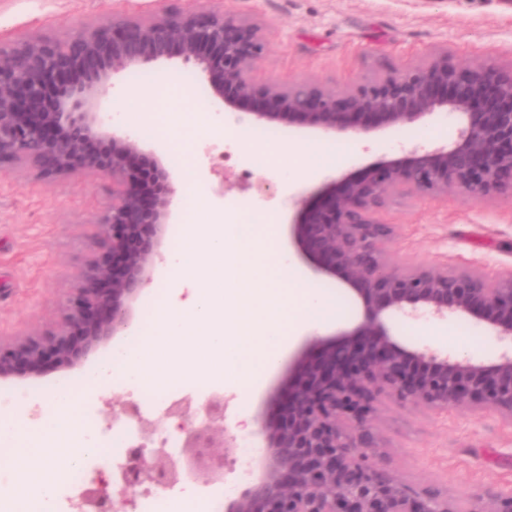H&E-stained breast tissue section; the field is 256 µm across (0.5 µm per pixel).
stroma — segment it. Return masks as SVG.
<instances>
[{
	"label": "stroma",
	"instance_id": "1",
	"mask_svg": "<svg viewBox=\"0 0 512 512\" xmlns=\"http://www.w3.org/2000/svg\"><path fill=\"white\" fill-rule=\"evenodd\" d=\"M170 7L259 19L267 40V51L251 73L259 85L312 80L343 90L383 72H411L443 52L463 67H512V0H0V38L42 32L67 40L117 11L145 16ZM174 83L179 96L160 104L155 120L161 130L144 140L146 148L169 159L168 169L181 189L166 235L170 242L178 239L180 225L193 223L196 209L242 216L256 196L257 181L266 178L273 184L267 210L276 217L279 248L287 249L294 198L395 156L399 149L451 145L461 129L460 121L438 110L420 123L363 139L311 134L293 126L278 130L268 146L254 140L257 126L251 115L212 112L203 74L176 57L115 75L101 107L115 114L122 105L142 104L155 88ZM191 105L209 112L210 120L188 135L169 115ZM291 143L325 149L330 157L326 171L285 180L282 170L288 161L275 151ZM111 206L112 179L107 175L47 181L20 168L0 172V336L60 321L66 297L80 284L88 260L100 252L98 225ZM379 218L396 227L389 247L396 265L446 261L489 278L512 273L510 198L477 201L453 192L402 197L381 210ZM297 271L309 287L335 301L336 314L322 335L354 319L358 299L336 283H318L305 266ZM389 326L414 348L429 346L480 359L500 348L467 318L398 317ZM287 392L288 362L283 359L246 403L228 396L225 414L244 409L234 430L252 438L261 420L279 414L272 395ZM131 403L124 386L94 389L82 404V417L85 424L107 431L114 413ZM367 454L417 492H437L452 501L470 503L512 487V426L493 413L428 410L383 397L375 404Z\"/></svg>",
	"mask_w": 512,
	"mask_h": 512
}]
</instances>
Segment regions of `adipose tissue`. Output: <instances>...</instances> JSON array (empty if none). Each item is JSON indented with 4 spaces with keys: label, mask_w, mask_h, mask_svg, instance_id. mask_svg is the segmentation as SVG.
I'll use <instances>...</instances> for the list:
<instances>
[{
    "label": "adipose tissue",
    "mask_w": 512,
    "mask_h": 512,
    "mask_svg": "<svg viewBox=\"0 0 512 512\" xmlns=\"http://www.w3.org/2000/svg\"><path fill=\"white\" fill-rule=\"evenodd\" d=\"M78 393L70 382L56 386L49 411L30 423L23 417L0 418V444L14 482L0 494V512H29L36 501L55 499L69 472L82 467L93 451L82 442Z\"/></svg>",
    "instance_id": "1"
}]
</instances>
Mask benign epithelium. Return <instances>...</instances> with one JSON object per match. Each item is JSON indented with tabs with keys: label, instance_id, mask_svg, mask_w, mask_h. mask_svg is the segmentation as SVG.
<instances>
[{
	"label": "benign epithelium",
	"instance_id": "7a95c632",
	"mask_svg": "<svg viewBox=\"0 0 512 512\" xmlns=\"http://www.w3.org/2000/svg\"><path fill=\"white\" fill-rule=\"evenodd\" d=\"M264 51L255 20L171 8L148 19L114 13L65 43L31 34L0 44V171L24 167L46 180L112 177L100 256L67 297L60 326L0 338V382L39 377L48 364L80 369L108 348L128 328L162 257L179 187L162 156L100 110L114 75L178 57L204 74L216 111L248 105L259 123H298L333 136L404 127L444 110L465 123L453 145L381 158L294 201L289 246L318 276L354 293L361 318L311 338L288 364L283 416L257 430L259 474L224 512H512V488L461 506L393 480L364 452L381 394L512 423V351L489 363L458 359L409 348L387 325L396 313L462 315L512 343V274L489 280L475 268L394 266L386 250L394 228L377 218L400 193L512 199V69H461L444 53L412 72L379 74L343 91L313 81L259 86L251 72ZM203 414L196 423L189 401L170 406L180 459L163 448L146 458L133 452L121 498L101 480L85 512H124L142 487L224 482L239 452L237 435L224 426V396H213Z\"/></svg>",
	"mask_w": 512,
	"mask_h": 512
}]
</instances>
